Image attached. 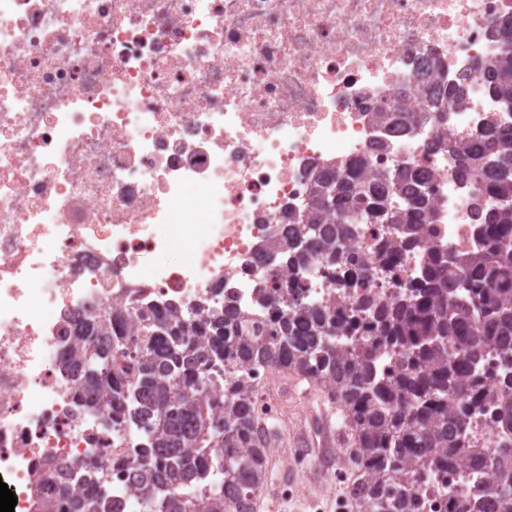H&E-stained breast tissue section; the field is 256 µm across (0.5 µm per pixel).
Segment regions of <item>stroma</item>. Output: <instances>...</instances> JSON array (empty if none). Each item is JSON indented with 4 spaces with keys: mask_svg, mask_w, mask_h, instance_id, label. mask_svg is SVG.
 <instances>
[{
    "mask_svg": "<svg viewBox=\"0 0 512 512\" xmlns=\"http://www.w3.org/2000/svg\"><path fill=\"white\" fill-rule=\"evenodd\" d=\"M283 433L267 444L265 484L255 512H337L350 502L354 468L342 452L352 445L338 402L304 377H287Z\"/></svg>",
    "mask_w": 512,
    "mask_h": 512,
    "instance_id": "1",
    "label": "stroma"
}]
</instances>
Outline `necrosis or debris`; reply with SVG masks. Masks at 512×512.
<instances>
[{
	"instance_id": "1",
	"label": "necrosis or debris",
	"mask_w": 512,
	"mask_h": 512,
	"mask_svg": "<svg viewBox=\"0 0 512 512\" xmlns=\"http://www.w3.org/2000/svg\"><path fill=\"white\" fill-rule=\"evenodd\" d=\"M510 11L512 0H0V481L14 512H36L38 476L105 482L118 512H143L132 462L148 433L66 370L80 324L227 300L260 316L255 252L303 213L330 164L416 170L433 216L393 259L376 250L390 226L360 225L346 247L371 258V278L333 279L311 261L310 301L348 315L411 284L429 250L479 249L475 211L495 200L461 175L447 137L493 117L512 127V113L477 80L465 105L411 134L370 111L421 112L428 65L453 76L499 55L491 31ZM171 225L186 227L190 259L172 255ZM481 368L496 380L468 440L491 448L512 371L492 351Z\"/></svg>"
}]
</instances>
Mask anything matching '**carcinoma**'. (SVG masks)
Instances as JSON below:
<instances>
[{
    "label": "carcinoma",
    "instance_id": "obj_1",
    "mask_svg": "<svg viewBox=\"0 0 512 512\" xmlns=\"http://www.w3.org/2000/svg\"><path fill=\"white\" fill-rule=\"evenodd\" d=\"M501 44L500 56L434 86L428 111L374 108L372 122L412 133L440 98L465 101L474 78L500 103H512V39ZM493 144L505 162L490 163ZM448 154L498 200L479 214L481 249L431 251L405 294L369 298L352 320L337 315L334 304L309 301L295 269L315 257L334 272L354 267V276H369L370 259L349 254L345 241L374 208L397 232L378 251L393 256L420 244L430 193L409 168L370 178L360 160L315 181L301 223L257 249L266 261L276 258L271 277L286 273L292 283L260 289L269 311L262 328L231 303L201 306L193 317L176 307H146L82 323L79 347L67 359L72 372L91 392L108 397L113 418L132 401L149 427V445L134 466L147 512H254L267 462V432L254 409L260 369L293 371L341 403L354 435L357 512H425L420 491L456 469L467 472L475 490L448 496L447 512H512V500L496 493V482L482 480L493 467L499 478L512 476V442L491 452L467 441L469 415L487 382L480 359L492 350L503 366H512V128L490 121L466 134L450 133ZM338 210L353 216L335 223ZM361 319L375 327L377 341L359 334ZM133 323L147 335L134 368L109 367L112 342ZM221 370L222 414L218 402L201 395ZM495 428L512 435V390H502ZM213 471L224 474L219 486L207 481ZM68 509L115 512L98 486L88 495L72 493Z\"/></svg>",
    "mask_w": 512,
    "mask_h": 512
}]
</instances>
